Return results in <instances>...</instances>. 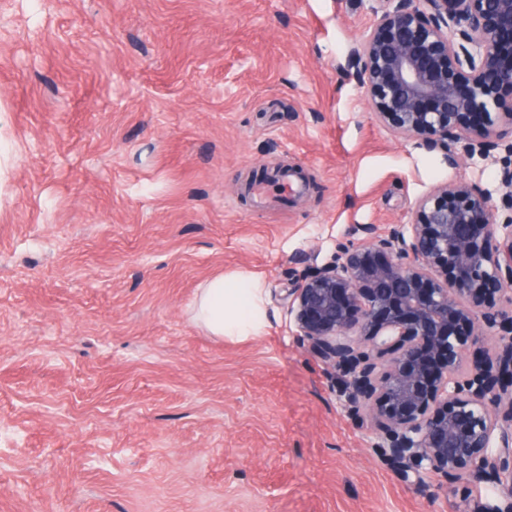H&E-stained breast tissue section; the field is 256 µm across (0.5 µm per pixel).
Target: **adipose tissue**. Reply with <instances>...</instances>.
<instances>
[{"mask_svg":"<svg viewBox=\"0 0 512 512\" xmlns=\"http://www.w3.org/2000/svg\"><path fill=\"white\" fill-rule=\"evenodd\" d=\"M266 286L248 278L215 277L192 304L195 320L215 336H255L263 325Z\"/></svg>","mask_w":512,"mask_h":512,"instance_id":"ef3b65f1","label":"adipose tissue"}]
</instances>
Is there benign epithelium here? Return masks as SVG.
<instances>
[{"instance_id": "benign-epithelium-1", "label": "benign epithelium", "mask_w": 512, "mask_h": 512, "mask_svg": "<svg viewBox=\"0 0 512 512\" xmlns=\"http://www.w3.org/2000/svg\"><path fill=\"white\" fill-rule=\"evenodd\" d=\"M384 2L347 56L373 116L449 161L453 145L512 154V0ZM363 233L286 288L296 335L348 376L403 480L442 478L458 512H512V219L459 183L420 198L416 223Z\"/></svg>"}]
</instances>
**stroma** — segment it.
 Listing matches in <instances>:
<instances>
[{
  "instance_id": "35a3bbf8",
  "label": "stroma",
  "mask_w": 512,
  "mask_h": 512,
  "mask_svg": "<svg viewBox=\"0 0 512 512\" xmlns=\"http://www.w3.org/2000/svg\"><path fill=\"white\" fill-rule=\"evenodd\" d=\"M367 0H0V512H455L413 485L282 296L453 182L345 69ZM302 171L288 197L245 191ZM267 286L260 335L189 307Z\"/></svg>"
}]
</instances>
